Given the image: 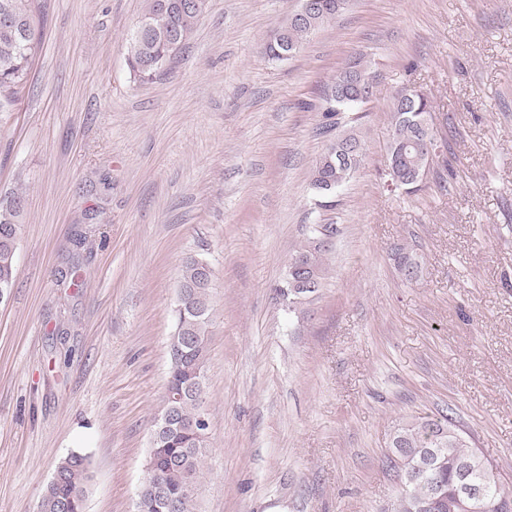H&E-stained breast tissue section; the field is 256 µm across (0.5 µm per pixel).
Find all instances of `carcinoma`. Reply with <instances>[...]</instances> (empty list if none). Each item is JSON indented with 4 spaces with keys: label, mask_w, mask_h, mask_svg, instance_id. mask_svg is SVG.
<instances>
[{
    "label": "carcinoma",
    "mask_w": 512,
    "mask_h": 512,
    "mask_svg": "<svg viewBox=\"0 0 512 512\" xmlns=\"http://www.w3.org/2000/svg\"><path fill=\"white\" fill-rule=\"evenodd\" d=\"M186 0H146L141 17L144 25L133 31L127 49V66L138 82H149L158 76L166 64L192 36L204 14L208 0H196L199 8L183 6ZM322 7L308 22L297 24L289 18L277 24L274 34L264 46L272 61H284L287 53L297 52L310 34L332 20L344 0H320ZM31 0H0V112H11L23 91L39 44ZM363 58L352 59L336 74L325 111L339 114L369 101L352 87L359 77L367 76ZM432 110L429 97L412 88L403 89L393 100L390 122L392 138L387 158L395 152L404 160L389 172L396 186L412 194L421 189L420 182L409 180L410 170L429 166V157L419 149L423 140L435 143L433 128L418 125L413 113ZM350 141L363 145L361 136L350 128L330 145L316 163L311 186L324 198L322 206H330V198L352 178V167L336 163V148ZM23 196L15 195L0 201V293L12 288L19 221L24 214ZM320 224L294 252V256L313 268L317 281L325 276V254L328 241ZM395 268L407 282L416 280L421 271L417 256L404 247L394 249ZM200 260L188 257L183 262L179 282L196 281ZM175 330L168 344V375L181 397L174 401L178 421L163 430L149 455L148 471L152 475L142 484L139 512H196L197 490L205 475L210 453L209 438L195 439L189 425L196 419L206 400V380L202 379L191 391L185 390L188 370L205 368L212 324L211 289L191 288L184 301L175 305ZM388 466L398 472V487L393 512H415V503L426 498L429 487L441 486L445 503L441 512H468L461 507L458 493L468 485L480 489L484 498L478 512H512V492L500 482L499 474L489 466L471 437L462 431L452 416V410L441 411L439 417L397 429L392 440V455ZM57 481L46 488L39 512H84L87 486L90 480L88 457L72 452L56 467Z\"/></svg>",
    "instance_id": "carcinoma-1"
}]
</instances>
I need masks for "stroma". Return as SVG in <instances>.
Wrapping results in <instances>:
<instances>
[{
    "label": "stroma",
    "instance_id": "obj_1",
    "mask_svg": "<svg viewBox=\"0 0 512 512\" xmlns=\"http://www.w3.org/2000/svg\"><path fill=\"white\" fill-rule=\"evenodd\" d=\"M299 5L208 0L140 83L125 54L145 0H33L38 53L0 113V200L26 203L0 297V512H38L73 451L85 512H134L190 256L213 271L198 512H391L395 430L448 407L512 488V0H346L269 61ZM354 56L374 95L338 119L365 156L324 208V98ZM405 87L431 97L438 141L413 194L385 174ZM318 224L326 276L292 312L277 288ZM322 7L313 13L306 24H297L293 17L277 24L274 34L264 46L265 55L272 61H284L296 53L310 34L332 20L342 8L344 0H317ZM392 260L395 268L403 279L407 282H413L419 276L421 263L416 255L409 252L406 247L395 248L392 253Z\"/></svg>",
    "mask_w": 512,
    "mask_h": 512
}]
</instances>
